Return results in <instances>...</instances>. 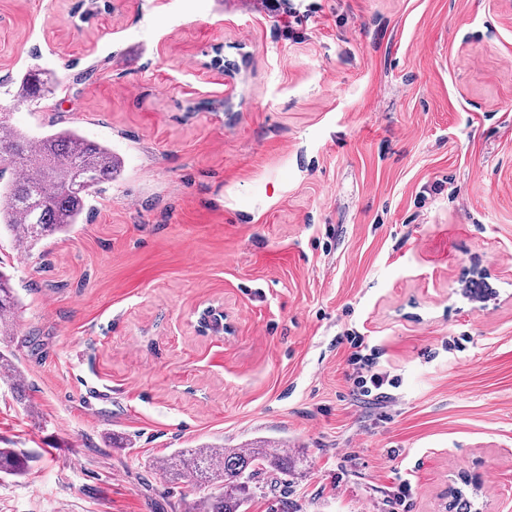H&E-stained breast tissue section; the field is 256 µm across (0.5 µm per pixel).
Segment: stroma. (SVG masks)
<instances>
[{
	"mask_svg": "<svg viewBox=\"0 0 512 512\" xmlns=\"http://www.w3.org/2000/svg\"><path fill=\"white\" fill-rule=\"evenodd\" d=\"M74 3L0 0L10 125L121 163L69 233L0 234V512H184L207 488L156 458L262 440L290 469L246 512H389L408 473L446 512L465 472L512 512V0ZM351 332L401 378L387 421ZM45 73L43 69L34 67L21 76L19 88L23 98L33 100L44 95L47 84ZM18 304V294L11 283L10 276L0 270V336L12 335ZM27 463V455L13 448H0V473L18 475Z\"/></svg>",
	"mask_w": 512,
	"mask_h": 512,
	"instance_id": "35a3bbf8",
	"label": "stroma"
}]
</instances>
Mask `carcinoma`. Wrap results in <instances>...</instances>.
Returning a JSON list of instances; mask_svg holds the SVG:
<instances>
[{"label":"carcinoma","instance_id":"1","mask_svg":"<svg viewBox=\"0 0 512 512\" xmlns=\"http://www.w3.org/2000/svg\"><path fill=\"white\" fill-rule=\"evenodd\" d=\"M46 84L45 71L34 67L21 76L19 88L23 98L33 100L44 95ZM8 169L13 176L0 184V230L8 231L15 245L29 252L43 239L79 223L87 198L97 186L112 181L118 160L107 146L74 128L32 137L0 115V177ZM18 304L10 276L0 270V336L13 335ZM26 463L25 453L0 448V473L18 475ZM289 463L288 446L261 442L247 448H181L158 459L156 466L210 487L211 492L185 512H241L252 497L250 483L269 468L288 470Z\"/></svg>","mask_w":512,"mask_h":512}]
</instances>
